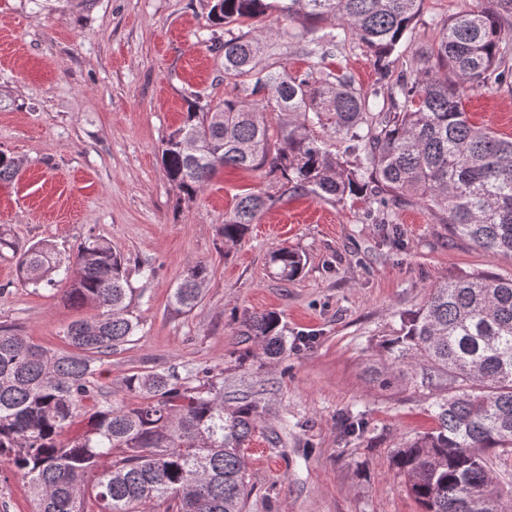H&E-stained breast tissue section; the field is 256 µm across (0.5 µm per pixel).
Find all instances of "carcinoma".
I'll return each instance as SVG.
<instances>
[{"mask_svg":"<svg viewBox=\"0 0 512 512\" xmlns=\"http://www.w3.org/2000/svg\"><path fill=\"white\" fill-rule=\"evenodd\" d=\"M423 0H214L209 38L224 57L235 92L211 108L190 105L166 141L162 162L192 198L220 168L286 179L294 192L342 202L349 196H411L442 215L450 233L494 256H512V138L470 123L467 92L512 82L502 65L512 35V0H482L455 14L431 51L413 60L380 102L351 77L324 66L329 47L356 38L387 76L390 57L419 16ZM319 22L337 32L309 40L310 70L258 68L266 41L243 31L265 15ZM261 93V106L250 97ZM285 117L271 143L267 113ZM328 126L346 144L350 163L330 152L313 128ZM194 141L196 155L182 144ZM267 206L258 193L238 198L224 215V240L242 239ZM305 256L286 247L271 257L275 275L293 281ZM19 281L35 288L65 283L63 297L97 314L67 326V348L50 351L29 336L0 329V467L28 485L33 512H244L251 488L243 450L265 423L260 394L224 399V382L202 371L188 387L165 373H134L122 389L140 402L103 396L95 362L135 336L128 317L133 289L112 243L91 239L64 263L38 242L17 260ZM208 268H187L171 295L179 308L201 299ZM244 339L264 353L288 352L279 317L246 318ZM391 365L412 369L438 389L430 406L436 427L399 448L422 512H512L511 490L496 489L493 465L512 457V278L472 273L431 289L389 342Z\"/></svg>","mask_w":512,"mask_h":512,"instance_id":"cac0c4a2","label":"carcinoma"}]
</instances>
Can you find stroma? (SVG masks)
Masks as SVG:
<instances>
[{"label":"stroma","mask_w":512,"mask_h":512,"mask_svg":"<svg viewBox=\"0 0 512 512\" xmlns=\"http://www.w3.org/2000/svg\"><path fill=\"white\" fill-rule=\"evenodd\" d=\"M212 0H0V152L19 164L0 182V325L50 350L66 346L68 324L94 315L56 287L18 283L19 256L48 241L68 258L86 240L110 241L127 260L140 326L131 341L98 361L113 400L133 373L196 371L224 380V394L263 390L267 426L287 418L270 444L257 434L245 451L251 493L245 512H421L393 458L434 427L438 394L411 371L387 369V343L401 315L419 309L435 285L474 272L512 277V257L492 256L452 236L441 216L405 197L343 203L287 191L266 170L219 171L184 198L161 153L191 103L217 105L232 90L222 57L206 37ZM477 0H425L391 66L431 48L448 18ZM260 26L280 48L263 64L306 71L311 24L277 13ZM330 69L362 92L386 95L374 59L354 39L332 49ZM472 122L512 137V86L468 93ZM268 199L237 243L224 241V214L238 194ZM400 233L399 243L386 227ZM302 252L292 282L270 275L272 252ZM208 266L202 300L179 310L170 296L192 264ZM154 267L143 277L138 267ZM272 311L288 352L245 357L242 321ZM363 429L351 436L347 417Z\"/></svg>","instance_id":"35a3bbf8"}]
</instances>
